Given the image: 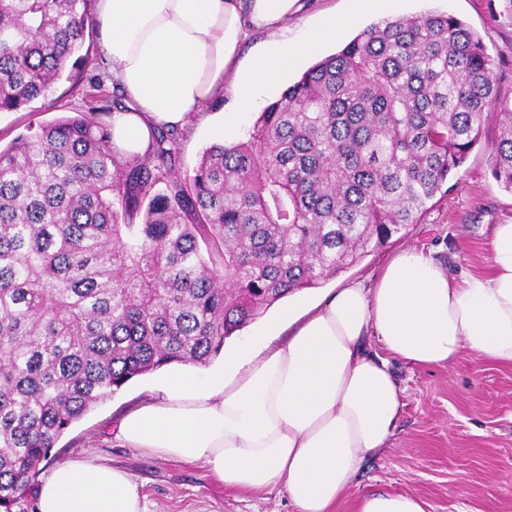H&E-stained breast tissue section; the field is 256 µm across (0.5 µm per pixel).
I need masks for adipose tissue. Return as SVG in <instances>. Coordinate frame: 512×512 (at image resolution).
Masks as SVG:
<instances>
[{
    "label": "adipose tissue",
    "instance_id": "adipose-tissue-1",
    "mask_svg": "<svg viewBox=\"0 0 512 512\" xmlns=\"http://www.w3.org/2000/svg\"><path fill=\"white\" fill-rule=\"evenodd\" d=\"M351 0L301 43L283 36L305 0H94L108 73L127 97L112 145L145 156L157 128L189 127L231 91L240 108L285 84L309 53L354 24ZM280 38L240 73L249 32ZM512 365V223L494 225L488 267L455 277L431 254H396L373 279L325 294L302 315L283 307L259 333L208 367L160 369V395L119 421L129 448L199 463L230 491L284 490L294 512H425L412 494L353 492L366 458L388 448L404 403L394 363L444 367L462 352ZM38 512H148L121 468L72 459L42 481Z\"/></svg>",
    "mask_w": 512,
    "mask_h": 512
}]
</instances>
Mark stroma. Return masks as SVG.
Returning a JSON list of instances; mask_svg holds the SVG:
<instances>
[{"mask_svg":"<svg viewBox=\"0 0 512 512\" xmlns=\"http://www.w3.org/2000/svg\"><path fill=\"white\" fill-rule=\"evenodd\" d=\"M349 7L350 0H313L305 13L289 21V40L305 38L326 15L345 13ZM427 11L451 13L473 29L492 56L502 87L512 90V0H393L389 14ZM101 41V23L94 15L82 48L87 63L38 100L39 114L1 112V146L25 133L30 122L70 115L74 101L86 93L90 76L106 67ZM280 92L277 86L264 89L251 111L230 127L224 117L234 107L231 95L205 105L204 121L178 137L179 170L191 172L214 141L243 138L256 113ZM497 135L495 117H487L481 143L459 168L448 192L437 194L413 224L383 247L322 286L290 296V303L302 310L340 282L369 281L405 248L433 251L457 276L484 270L493 226L512 222V192L489 172V146ZM395 369L405 403L399 426L390 448L365 460L354 480L356 489L413 494L425 512H512V366L487 364L465 352L449 367L399 363ZM158 386L157 373L137 377L91 409L57 442L52 450L55 461L91 458L125 469L138 484L149 512H291L284 491L233 493L202 465L120 446L113 438L115 424Z\"/></svg>","mask_w":512,"mask_h":512,"instance_id":"35a3bbf8","label":"stroma"}]
</instances>
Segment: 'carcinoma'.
<instances>
[{
  "label": "carcinoma",
  "instance_id": "obj_1",
  "mask_svg": "<svg viewBox=\"0 0 512 512\" xmlns=\"http://www.w3.org/2000/svg\"><path fill=\"white\" fill-rule=\"evenodd\" d=\"M89 2L0 0V112L86 61ZM494 66L464 22L427 12L361 30L190 174L164 127L145 157H119L107 105L0 148V512L132 379L207 365L275 303L413 223L492 108L490 174L512 192V92Z\"/></svg>",
  "mask_w": 512,
  "mask_h": 512
}]
</instances>
